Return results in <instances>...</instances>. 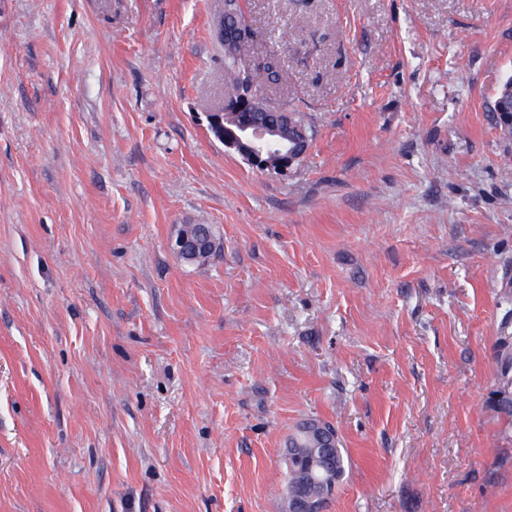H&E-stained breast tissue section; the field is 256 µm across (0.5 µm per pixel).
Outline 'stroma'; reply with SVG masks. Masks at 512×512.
<instances>
[{
  "instance_id": "1",
  "label": "stroma",
  "mask_w": 512,
  "mask_h": 512,
  "mask_svg": "<svg viewBox=\"0 0 512 512\" xmlns=\"http://www.w3.org/2000/svg\"><path fill=\"white\" fill-rule=\"evenodd\" d=\"M223 4L0 0V512H281L307 418L327 512H512V0H245L285 172L209 129ZM250 112L253 113L252 117L261 123L276 125L280 130V138L283 140H288V137L293 136L297 127H303L313 134L311 126L306 122L305 115L297 106L289 105L284 109L273 108L266 104L265 98H260L253 103ZM284 112H288V120ZM173 249L177 256L182 259V256L188 255H202L206 260H210L216 253V243L211 241L209 235L189 239L187 237L175 238ZM206 260H199L195 263L205 264ZM333 444L334 447L331 448H334L335 450L334 462L336 478L334 477L331 464V448H323V452L327 453V456H324L321 461L320 472L314 473L313 475L310 476V483L313 485L314 488L317 487V491L321 496H323V493L326 492L333 493L335 491V488L337 490L340 483H342L344 480L346 469L348 466V459L344 454V449L339 448L340 440L338 435L337 438H335Z\"/></svg>"
}]
</instances>
